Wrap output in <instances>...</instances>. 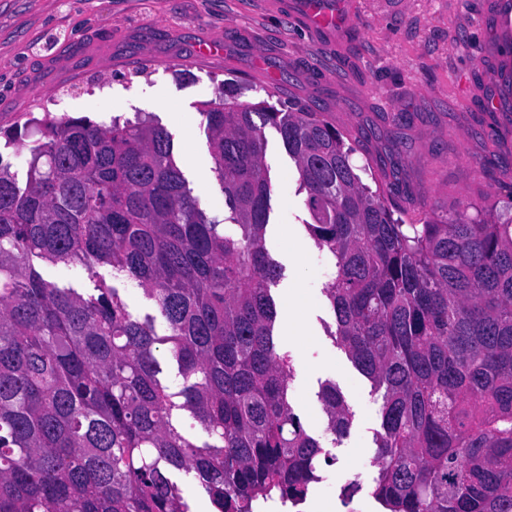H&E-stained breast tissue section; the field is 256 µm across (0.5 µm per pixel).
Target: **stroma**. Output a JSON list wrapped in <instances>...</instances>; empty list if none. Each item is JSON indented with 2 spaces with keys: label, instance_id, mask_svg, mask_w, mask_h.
Listing matches in <instances>:
<instances>
[{
  "label": "stroma",
  "instance_id": "stroma-1",
  "mask_svg": "<svg viewBox=\"0 0 512 512\" xmlns=\"http://www.w3.org/2000/svg\"><path fill=\"white\" fill-rule=\"evenodd\" d=\"M278 0H0V126L24 112L112 118L153 113L209 217L224 190L201 115L228 82L244 103L299 99L357 139L355 165L399 190L408 212L470 202L512 216V0H330L331 33L315 34ZM218 54L199 56L205 45ZM271 182L266 245L283 265L278 307L303 312L302 344L281 339L295 368L292 405L334 459L321 474L371 481L380 404L335 342L324 294L330 263L309 234L294 160L264 130ZM300 251L303 263L289 259ZM304 287L289 289L296 279ZM341 390L353 415L334 439L318 399Z\"/></svg>",
  "mask_w": 512,
  "mask_h": 512
}]
</instances>
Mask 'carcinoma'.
Listing matches in <instances>:
<instances>
[{
	"instance_id": "cac0c4a2",
	"label": "carcinoma",
	"mask_w": 512,
	"mask_h": 512,
	"mask_svg": "<svg viewBox=\"0 0 512 512\" xmlns=\"http://www.w3.org/2000/svg\"><path fill=\"white\" fill-rule=\"evenodd\" d=\"M202 116L230 232L148 112L108 126L25 112L5 134L7 146L36 139L23 185L0 154V512H188L176 472L214 512H251L319 478L323 447L291 405L294 368L277 347L268 125L331 261L332 336L381 400L374 496L389 512H512V219H477L472 203L394 217L346 136L296 100L284 112L230 89ZM36 258L93 277L111 267L164 333L117 288H61ZM318 398L328 431L346 436L339 388ZM98 272L105 278L108 284L118 288L121 297L127 304L128 310L135 317L143 318L147 314L156 315L152 300L147 298L135 282L123 275H117L108 267L99 268Z\"/></svg>"
}]
</instances>
